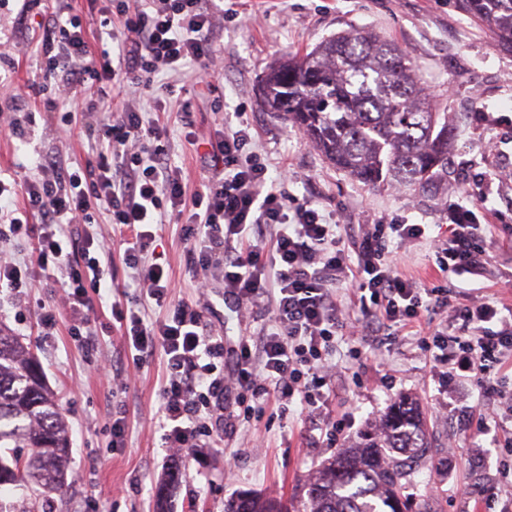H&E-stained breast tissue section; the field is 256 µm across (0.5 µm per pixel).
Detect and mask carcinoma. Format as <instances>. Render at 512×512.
<instances>
[{
  "mask_svg": "<svg viewBox=\"0 0 512 512\" xmlns=\"http://www.w3.org/2000/svg\"><path fill=\"white\" fill-rule=\"evenodd\" d=\"M460 7L512 51V0H460ZM261 98L369 188L424 192L448 174V113L436 110L415 62L369 30L342 31L274 66ZM383 425L385 437L363 435L308 476L300 505L244 491L224 512H415L404 489L428 451L425 430L403 400ZM70 462L67 424L37 355L0 326V487L16 491L0 495V512H54L51 494H65Z\"/></svg>",
  "mask_w": 512,
  "mask_h": 512,
  "instance_id": "obj_1",
  "label": "carcinoma"
}]
</instances>
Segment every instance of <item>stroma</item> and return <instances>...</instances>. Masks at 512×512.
<instances>
[{"label": "stroma", "mask_w": 512, "mask_h": 512, "mask_svg": "<svg viewBox=\"0 0 512 512\" xmlns=\"http://www.w3.org/2000/svg\"><path fill=\"white\" fill-rule=\"evenodd\" d=\"M224 8L256 13L248 27L225 23L212 38L214 55L224 65L216 91L187 100L182 89L162 93L170 129L172 164L182 168L192 186H200L203 171L194 145L182 136L185 121L210 136L229 112L246 113L256 146L273 167L286 166L298 180L291 193L314 200L328 213L342 214L348 224H426L431 234L448 233L444 201L488 193L486 203L501 224L512 225V183H489L493 169L512 168V52L504 50L482 25L462 12L458 0H224ZM43 17L36 0H0V79L12 82L17 97L0 95V125L22 119L42 107L49 90L39 89L35 56H7V46L25 37L37 40ZM369 29L405 51L420 67L424 83L448 115L456 137L448 153V176L436 189L409 193L373 190L331 165L291 123L261 103L264 76L289 56L312 49L323 39L350 29ZM98 100L95 112H80L56 132L41 124L24 136L0 137V177L23 178L37 173L43 158L62 154L85 158L88 136L102 117L123 108L112 92L89 89ZM159 263L169 267L177 285L175 300L191 298L192 266L185 227L164 224L154 243ZM112 287L102 293L98 349L83 351L69 333L66 316H59L54 335H40L35 312L38 302L56 301L50 288L35 289L30 304L0 305V323L34 343L48 386L65 415L70 431L72 472L81 476L64 495L60 512H154L159 483L171 468L180 472L171 489V512H224V503L242 490L276 495L296 502L308 473L336 455L320 443L322 429L340 426L341 436L355 440L378 421L397 397L412 398L427 426L432 453L416 467L407 492L431 512H472L473 501L461 498L458 486L477 487L494 477L500 449L485 442L483 467L469 461L472 437L462 427L468 408L478 407L476 395L449 400L442 383L432 378L430 355L419 348L409 330L386 343H361L359 358L348 360L347 371L331 396L328 411L313 425L298 414H283L269 406L251 420L257 440H224L194 458L169 455L159 427V387L165 374L162 353L134 362L112 329L110 306L120 293L136 296L133 273L121 252L112 254ZM112 356L115 378L96 372L99 353ZM125 415L122 445L112 443V414ZM456 442L462 461L453 479L434 488V465L449 442Z\"/></svg>", "instance_id": "35a3bbf8"}]
</instances>
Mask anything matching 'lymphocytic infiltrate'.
<instances>
[{
  "label": "lymphocytic infiltrate",
  "instance_id": "f902f5d3",
  "mask_svg": "<svg viewBox=\"0 0 512 512\" xmlns=\"http://www.w3.org/2000/svg\"><path fill=\"white\" fill-rule=\"evenodd\" d=\"M99 49L91 51L78 16H54L42 28L37 68L52 95L45 117L60 104L91 112L86 88L112 87L135 101L154 102L161 75L193 68L198 89L215 90L221 79L211 38L224 20L213 0H142L127 17L125 0H103ZM190 144H203L209 174L189 191L182 168L168 158L167 125L133 108L103 118L92 131L84 160H44L37 175L0 180V198L20 197L0 209V243L25 241L35 263L0 260V289L18 300L31 288L63 285L72 335L95 348L97 308L93 298L109 275L112 247L92 228L93 214L106 211L119 232L123 260L140 290L133 305L113 302L124 350L144 359L162 352L166 375L160 385L162 439L187 454L216 447L226 431L248 428L267 404L318 422L343 373L337 344L359 354L363 341L380 342L398 329L420 328L421 349L446 381L449 395L474 385L482 400L466 427L495 433L504 448L512 431L491 423L512 418V388L499 385L512 370V279L494 298L426 288L399 268L393 247L429 241L440 273L482 277L495 270L496 240L483 200L448 208V236L428 239L423 224H364L346 245L341 217L324 213L312 199L285 190L292 176L270 179L261 153L252 150L251 125L243 113L225 119L207 140L185 129ZM184 219L195 267V296L172 301V278L150 255L157 227ZM224 285V304L242 329L230 337L208 323L204 299L213 281ZM350 285L349 302L338 298ZM163 318H145L146 305ZM271 324L246 323L258 306Z\"/></svg>",
  "mask_w": 512,
  "mask_h": 512
}]
</instances>
